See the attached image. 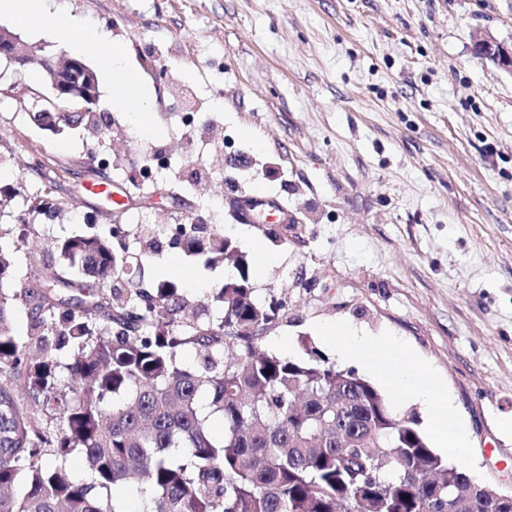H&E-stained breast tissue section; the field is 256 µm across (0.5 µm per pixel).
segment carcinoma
<instances>
[{
  "mask_svg": "<svg viewBox=\"0 0 512 512\" xmlns=\"http://www.w3.org/2000/svg\"><path fill=\"white\" fill-rule=\"evenodd\" d=\"M122 228L55 241L61 264L9 294L0 253V512H125L108 493L141 480L138 512H512L430 446L415 411L307 337L302 358L263 350L279 308L255 299L247 255L220 230L183 247L238 272L205 321L172 282L115 286L151 257ZM12 307L39 329L35 346L13 334Z\"/></svg>",
  "mask_w": 512,
  "mask_h": 512,
  "instance_id": "obj_1",
  "label": "carcinoma"
}]
</instances>
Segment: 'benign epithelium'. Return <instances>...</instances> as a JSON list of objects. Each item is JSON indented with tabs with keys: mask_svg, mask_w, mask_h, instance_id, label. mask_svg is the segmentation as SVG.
<instances>
[{
	"mask_svg": "<svg viewBox=\"0 0 512 512\" xmlns=\"http://www.w3.org/2000/svg\"><path fill=\"white\" fill-rule=\"evenodd\" d=\"M495 49V55L489 58L499 70L512 75V49H507L490 37H480L475 42V48ZM0 57L23 71L32 63L29 50L19 38L5 28H0ZM45 73V82L52 90V97L44 98L45 104H33L32 119L40 124L52 123L56 128L62 121L64 112H84L88 106L94 105L98 99V87L90 68L82 61L68 57L45 58L40 61ZM232 214L248 224H257L256 212L253 208L242 204V198L234 197L225 200Z\"/></svg>",
	"mask_w": 512,
	"mask_h": 512,
	"instance_id": "obj_1",
	"label": "benign epithelium"
}]
</instances>
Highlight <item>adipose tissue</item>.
Returning a JSON list of instances; mask_svg holds the SVG:
<instances>
[{
  "label": "adipose tissue",
  "instance_id": "1",
  "mask_svg": "<svg viewBox=\"0 0 512 512\" xmlns=\"http://www.w3.org/2000/svg\"><path fill=\"white\" fill-rule=\"evenodd\" d=\"M15 18L20 25L34 20H44L54 38L65 44L81 42L84 52L97 56L106 72L112 75L111 108L130 113L136 127H144L152 106L142 92L135 76L127 71L121 51L111 42L84 32L77 18L67 15H51L45 8V0H0V14ZM344 357L357 361L380 378L395 384L397 397L414 396L431 411V422L440 445L449 448H465L467 432L457 419L446 392L440 390L436 380L423 369L406 367L401 360H382L375 357L380 342L369 336L358 335L343 327L327 329Z\"/></svg>",
  "mask_w": 512,
  "mask_h": 512
}]
</instances>
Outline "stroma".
<instances>
[{
  "label": "stroma",
  "mask_w": 512,
  "mask_h": 512,
  "mask_svg": "<svg viewBox=\"0 0 512 512\" xmlns=\"http://www.w3.org/2000/svg\"><path fill=\"white\" fill-rule=\"evenodd\" d=\"M119 45L153 105L138 144L129 116L107 104L112 79L97 70L88 121L54 133L28 107L48 93L38 65L0 58V251L11 283L60 262L53 238L80 232V212L101 232L193 216L226 226V195L263 194L299 218L287 239L249 225L277 255L259 268V299L280 307L260 344L302 356L311 339L337 366L329 326L388 339L391 355L440 381L469 427L466 457L478 482L512 492V76L473 50L483 35L512 48V0H47ZM35 56L72 55L44 24L0 15ZM193 112L224 134L208 152L204 185L186 167L141 180L128 166L156 148L181 154L171 112ZM247 158L233 167L232 156ZM122 185L126 209L106 215L84 189L90 174ZM84 223V224H85ZM178 270L163 276L164 262ZM229 268L205 267L160 239L139 274L170 279L216 316Z\"/></svg>",
  "instance_id": "1"
}]
</instances>
